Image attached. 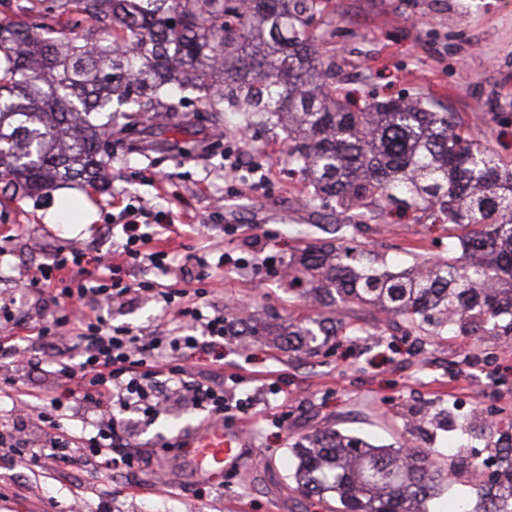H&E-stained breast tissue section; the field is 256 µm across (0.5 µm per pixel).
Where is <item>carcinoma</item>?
<instances>
[{
	"instance_id": "1",
	"label": "carcinoma",
	"mask_w": 512,
	"mask_h": 512,
	"mask_svg": "<svg viewBox=\"0 0 512 512\" xmlns=\"http://www.w3.org/2000/svg\"><path fill=\"white\" fill-rule=\"evenodd\" d=\"M35 22L0 21V181L32 195L56 178L94 184L112 137L130 142L156 112H227L249 129L281 130L288 170L336 213L340 239L369 213L420 212L448 225V257L400 272L357 245L307 244L288 262L315 294L372 307L405 331L512 335V163L480 148L449 112L421 98L353 106L336 64L312 44L321 0H28ZM173 25H168V22ZM344 326L317 315L274 332L308 347ZM494 494L479 512H512V432L493 441ZM292 477L336 512H426L448 472L422 448L374 446L320 430L294 446Z\"/></svg>"
}]
</instances>
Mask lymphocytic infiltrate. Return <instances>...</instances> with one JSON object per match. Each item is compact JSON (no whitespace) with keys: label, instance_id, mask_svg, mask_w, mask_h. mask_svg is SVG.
Returning <instances> with one entry per match:
<instances>
[{"label":"lymphocytic infiltrate","instance_id":"obj_1","mask_svg":"<svg viewBox=\"0 0 512 512\" xmlns=\"http://www.w3.org/2000/svg\"><path fill=\"white\" fill-rule=\"evenodd\" d=\"M124 232L127 243L122 255L113 259L97 258L99 273L78 282V300L89 297L109 304L117 299H132L149 293L165 303H172L175 293L162 283L125 284L116 279V271L129 264L146 261L165 274L179 265L177 256L161 251H141L140 246L147 236L141 232L137 220H129ZM181 313L199 322L202 336H142L126 327L107 325L98 316L87 313L81 316L86 326L85 332L79 335L81 359L77 367L65 365L61 372L76 381L84 398L96 401L108 416L107 421L99 425L97 434L83 444L86 451L101 458L107 469L129 470L135 464L134 455L121 446L128 429L118 423V415L133 412L146 420L154 418L162 397L168 392L169 383L183 372L178 365L165 371L157 369L156 358L224 341L223 314L207 317L200 309L190 307L182 308ZM190 400L194 406L206 411L208 418L219 423L247 413L251 407L250 400L233 401L223 391L202 385L191 388Z\"/></svg>","mask_w":512,"mask_h":512}]
</instances>
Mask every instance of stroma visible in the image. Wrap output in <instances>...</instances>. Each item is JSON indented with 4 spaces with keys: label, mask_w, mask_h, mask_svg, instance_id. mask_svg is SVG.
<instances>
[{
    "label": "stroma",
    "mask_w": 512,
    "mask_h": 512,
    "mask_svg": "<svg viewBox=\"0 0 512 512\" xmlns=\"http://www.w3.org/2000/svg\"><path fill=\"white\" fill-rule=\"evenodd\" d=\"M311 31L343 90L421 96L453 112L482 148L512 160V0H326ZM139 137L140 152L115 150L105 189H0V336L15 337L35 362L11 383L0 381V433L25 425L22 454L0 447V512H336L335 500L303 496L292 479V444L325 428L377 446H421L453 481L470 484L473 464L494 456L491 423L512 420V336H379L383 313L343 305L334 306L336 319L360 336L315 353L275 336H228L175 356L189 380L253 402L230 424L245 444L241 466L222 484L201 482L188 468L206 414L186 398L132 423V471L105 470L78 451L58 460L51 442L59 431L90 436L98 427L95 403L70 396L59 373L78 363L77 350L37 337L69 298L23 285L29 269L58 252L78 248L94 269L98 254L122 252L123 226L134 215L151 235L147 250L206 258L203 278L177 284L172 307L145 294L102 309L112 326L145 334H191L174 315L187 306L231 318L244 302L248 318L282 326L319 310L305 286L289 287L282 275L291 254L325 235L308 188L288 175L282 142L209 112L147 122ZM86 202L89 224L80 221ZM359 239L396 270L448 252L447 227L409 216L373 218ZM56 398L65 409L53 426L43 415ZM476 410L480 418L459 440L456 424ZM175 441L181 449L162 452Z\"/></svg>",
    "instance_id": "obj_1"
}]
</instances>
